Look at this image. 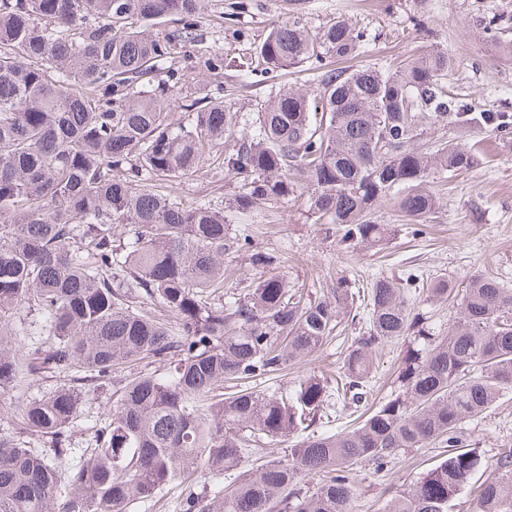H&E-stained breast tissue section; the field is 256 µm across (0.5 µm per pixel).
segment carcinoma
I'll list each match as a JSON object with an SVG mask.
<instances>
[{
	"instance_id": "cac0c4a2",
	"label": "carcinoma",
	"mask_w": 512,
	"mask_h": 512,
	"mask_svg": "<svg viewBox=\"0 0 512 512\" xmlns=\"http://www.w3.org/2000/svg\"><path fill=\"white\" fill-rule=\"evenodd\" d=\"M204 2L0 0V388L71 374L19 407L22 433L48 448L0 435V512H127L175 483L187 490L182 512H352L357 467L379 472L436 442L448 456L387 512H451L481 463L462 425L512 390V289L473 276L459 317L437 336L411 289L428 304L454 285L379 277L368 321L342 351L340 385L309 373L284 394L263 382L331 339L354 302L351 282L305 300L286 276L265 274L277 256L233 229L260 202L296 194L346 249L388 240L375 216L385 203L424 225L438 204L431 173L477 165L469 150L418 142L419 116L465 113L442 85L448 53L431 46L393 72L335 67L364 52V32L344 18L314 35L300 16L276 22L257 59L273 73L309 64L306 88L270 96L227 151L237 113L195 87L169 92L179 72L168 62L199 42ZM162 16L172 29H147ZM195 64L217 76L224 55L204 50ZM207 166L235 177V194L221 205L176 202L175 179ZM240 252L259 277L237 297L222 292L224 256ZM22 307L40 314L49 339L27 354L8 342ZM403 336L394 397L350 427L316 430L334 396L367 402L376 349ZM145 359L174 365L115 380L94 446L69 447L66 428L98 382ZM227 381L237 389L224 392ZM295 436L282 457L263 459L261 446ZM66 456L74 464H60ZM198 471L234 478L218 490L190 480ZM472 512H512V448Z\"/></svg>"
}]
</instances>
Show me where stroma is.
<instances>
[{
  "label": "stroma",
  "instance_id": "1",
  "mask_svg": "<svg viewBox=\"0 0 512 512\" xmlns=\"http://www.w3.org/2000/svg\"><path fill=\"white\" fill-rule=\"evenodd\" d=\"M297 12L315 32L339 16L365 29L369 44L356 60L360 66L374 63L392 71L424 47L447 49L450 67L443 82L448 92L475 110L512 116V59L496 51L480 22L494 14L512 16V0H208L200 32L205 46L222 53L229 66L207 84L212 97L239 113L242 122L251 121L270 93L306 80L303 72L272 79L259 73L244 82L230 66L253 55L273 22ZM418 131L421 142L455 143L471 148L479 159L469 173L435 174L444 189L427 234L413 235L385 204L377 217L394 228L389 242L379 250L346 251L335 225L313 223L290 196L262 205L239 223V230L250 235L255 248L280 256L279 273L316 299L330 297L343 275L360 288L355 299L360 307L363 292L376 278H402L411 272L448 279L459 288L473 275L488 274L512 288V137L472 121L425 123ZM235 187L233 176L206 168L178 178L173 192L186 201L203 196L220 201L230 198ZM405 350L406 341L400 338L377 352L376 403L396 390ZM67 380V374L54 373L34 378L22 389H0V418L13 415L23 399L42 396ZM461 435L480 448L474 480L482 482L492 473L500 449L512 448V391L501 393L483 414L465 423ZM446 453L444 445L436 444L400 453L386 472L363 466L355 478L353 512H386L391 500Z\"/></svg>",
  "mask_w": 512,
  "mask_h": 512
}]
</instances>
